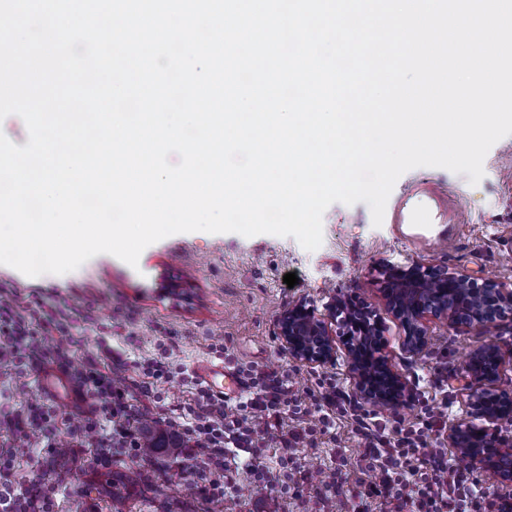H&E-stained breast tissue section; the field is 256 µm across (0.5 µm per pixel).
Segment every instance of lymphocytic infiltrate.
<instances>
[{
  "label": "lymphocytic infiltrate",
  "mask_w": 512,
  "mask_h": 512,
  "mask_svg": "<svg viewBox=\"0 0 512 512\" xmlns=\"http://www.w3.org/2000/svg\"><path fill=\"white\" fill-rule=\"evenodd\" d=\"M63 331L61 322L50 316L32 326L11 303L0 300L1 362L24 359L35 364L62 358L55 337ZM71 371L91 392L93 411L104 417L80 433L94 446V464L109 467L116 448L140 449L143 427L128 399V381L117 371L93 365H75ZM242 381L248 395L234 410L202 388L194 404L162 416L171 437L198 449L202 465L192 469V476L201 478L223 468L225 449L252 447L269 434L282 460H291L299 445L313 447L320 437L335 436L336 418L346 412L343 395L329 378L318 380L316 390L303 395L294 391L286 375L256 367L243 370ZM290 415L298 424L288 428L284 420ZM438 417L432 410L423 424L395 427L384 420L359 421L357 430L367 442L366 480L355 512H367V501L375 496L382 498L386 512H489L492 503L479 490L472 471L449 463L443 450L430 449L428 432ZM55 491V484L40 477L24 482L0 479V512H50Z\"/></svg>",
  "instance_id": "1"
}]
</instances>
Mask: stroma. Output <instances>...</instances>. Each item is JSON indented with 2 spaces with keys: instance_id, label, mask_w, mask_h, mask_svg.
<instances>
[{
  "instance_id": "35a3bbf8",
  "label": "stroma",
  "mask_w": 512,
  "mask_h": 512,
  "mask_svg": "<svg viewBox=\"0 0 512 512\" xmlns=\"http://www.w3.org/2000/svg\"><path fill=\"white\" fill-rule=\"evenodd\" d=\"M408 259L512 285V135L491 147L478 184H470L468 174L444 168L405 172L388 198L381 226H374L366 203H333L323 216V242L313 251L291 236L179 233L147 246L134 267L109 254L62 275L28 277L0 265V296L11 298L21 315L40 311L61 319L66 326L62 348L73 364L120 361L134 378L137 364L168 362L173 378L158 381L152 397L136 393L131 398L137 408L157 414L192 402L194 385L186 376L205 361L234 372L252 366L284 372L302 393L326 374L355 394L343 358L296 362L277 335L281 313L298 299L320 308L333 295H354L381 314L386 351L408 388L401 408L381 412L365 404L362 413L412 422L434 407L448 421L467 419V390L456 372L486 341L511 350L512 326L453 329L433 322L426 348L409 357L402 349L404 331L384 305L378 274L382 263ZM288 273L298 277L291 288L283 281ZM32 405L49 408L53 442L74 445V431L86 425V417L66 400L42 394L34 370L21 361L0 363V451L11 447L10 428ZM336 437L340 452L327 442L302 446L295 450L293 467L313 477L344 461L346 486L358 489L366 444L351 417L337 420ZM254 454L264 464L263 476L247 467ZM279 456L270 443L252 453L226 451L224 462L240 492L224 501L223 512H303L313 487L286 476ZM118 458L108 469L61 473L51 512H205L203 488L189 475L192 454L166 453L157 464L124 448ZM130 469L142 473L143 485L122 481V472ZM270 481L285 484L283 496L268 494Z\"/></svg>"
}]
</instances>
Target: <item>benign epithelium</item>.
I'll return each instance as SVG.
<instances>
[{"label": "benign epithelium", "mask_w": 512, "mask_h": 512, "mask_svg": "<svg viewBox=\"0 0 512 512\" xmlns=\"http://www.w3.org/2000/svg\"><path fill=\"white\" fill-rule=\"evenodd\" d=\"M383 299L404 331L403 351L419 355L428 343V323L439 320L487 328L512 322V289L492 278L483 282L446 267H425L415 261L386 262L379 268ZM317 312L310 301H297L280 316L278 336L288 354L300 363H326L343 353L360 399L373 407L403 404L406 383L393 369L385 348V324L375 311L348 295H335ZM507 354L494 341L468 355L459 369L468 390L469 415L476 422L448 425L450 448H465L471 465L495 473L508 488L499 512H512V390L500 386Z\"/></svg>", "instance_id": "obj_1"}]
</instances>
